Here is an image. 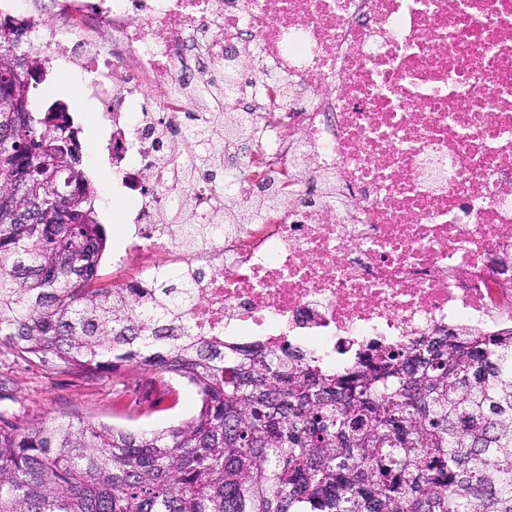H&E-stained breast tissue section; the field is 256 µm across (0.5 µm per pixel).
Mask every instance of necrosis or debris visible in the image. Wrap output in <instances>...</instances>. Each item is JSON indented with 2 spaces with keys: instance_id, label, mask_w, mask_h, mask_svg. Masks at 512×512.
Segmentation results:
<instances>
[{
  "instance_id": "1",
  "label": "necrosis or debris",
  "mask_w": 512,
  "mask_h": 512,
  "mask_svg": "<svg viewBox=\"0 0 512 512\" xmlns=\"http://www.w3.org/2000/svg\"><path fill=\"white\" fill-rule=\"evenodd\" d=\"M6 21L101 105L112 266L190 275L194 335L338 370L512 327V0H0Z\"/></svg>"
}]
</instances>
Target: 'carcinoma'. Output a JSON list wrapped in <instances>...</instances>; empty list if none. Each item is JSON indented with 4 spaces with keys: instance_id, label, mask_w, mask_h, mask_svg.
I'll use <instances>...</instances> for the list:
<instances>
[{
    "instance_id": "obj_1",
    "label": "carcinoma",
    "mask_w": 512,
    "mask_h": 512,
    "mask_svg": "<svg viewBox=\"0 0 512 512\" xmlns=\"http://www.w3.org/2000/svg\"><path fill=\"white\" fill-rule=\"evenodd\" d=\"M0 25V345L79 377L147 369L196 411L163 430L0 422V512H512V329L455 325L327 370L195 336L190 277L98 281L82 168L45 170L41 52Z\"/></svg>"
}]
</instances>
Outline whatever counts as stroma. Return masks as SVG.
<instances>
[{
    "label": "stroma",
    "mask_w": 512,
    "mask_h": 512,
    "mask_svg": "<svg viewBox=\"0 0 512 512\" xmlns=\"http://www.w3.org/2000/svg\"><path fill=\"white\" fill-rule=\"evenodd\" d=\"M54 84L61 99L76 109L83 169L90 171L97 191L111 189V168L94 163L92 158L100 129L90 104L71 78L56 76ZM197 405L195 389L176 378L129 368L117 375L107 373L80 381L24 361L12 350L0 347V413L12 422L44 416L85 418L131 430L163 429L190 417Z\"/></svg>",
    "instance_id": "1"
}]
</instances>
